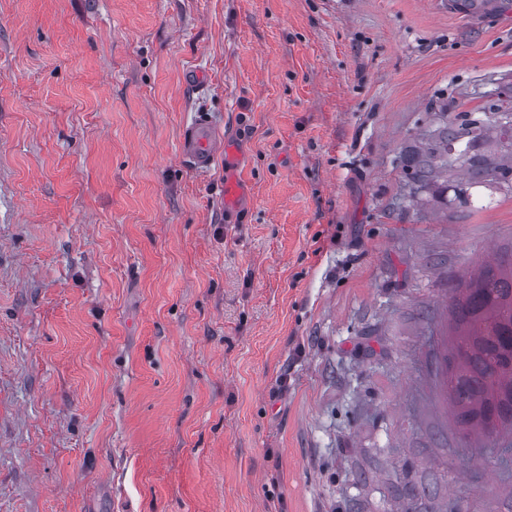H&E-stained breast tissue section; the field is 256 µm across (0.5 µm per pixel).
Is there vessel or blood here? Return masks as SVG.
Listing matches in <instances>:
<instances>
[{
    "mask_svg": "<svg viewBox=\"0 0 512 512\" xmlns=\"http://www.w3.org/2000/svg\"><path fill=\"white\" fill-rule=\"evenodd\" d=\"M181 160L198 172H206L216 157L224 159V219L233 222L247 185L238 174L241 157L220 132L213 116L205 110L193 113L179 139Z\"/></svg>",
    "mask_w": 512,
    "mask_h": 512,
    "instance_id": "b4317fda",
    "label": "vessel or blood"
}]
</instances>
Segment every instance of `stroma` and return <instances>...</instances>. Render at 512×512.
Segmentation results:
<instances>
[{
  "label": "stroma",
  "instance_id": "stroma-1",
  "mask_svg": "<svg viewBox=\"0 0 512 512\" xmlns=\"http://www.w3.org/2000/svg\"><path fill=\"white\" fill-rule=\"evenodd\" d=\"M201 71L202 92L183 77ZM512 0H0V512H512V434L462 443L453 288L512 252L490 117ZM214 114L224 161L179 160ZM506 104L512 105L511 97L506 100L487 102L483 107L474 111H462L458 115L461 122L459 124L452 123L441 129L438 132V141L435 142L433 147H430L416 158L415 166L418 171L423 175L436 174L439 162L440 167L446 165L448 168L447 162L441 160L442 151L448 153V142L459 140L462 137H470L469 143L472 139L482 134L488 125L483 118L476 115L479 112H483L482 114H486V112L501 113ZM224 154V219L231 224L246 194L247 185L238 174L240 154L220 132L213 116L197 110L182 129L179 139L181 160L198 172H206L218 155ZM476 178L489 177L491 180L503 182L511 181L512 183V155L509 156L507 164L498 162H489L485 166L477 168L472 172Z\"/></svg>",
  "mask_w": 512,
  "mask_h": 512
}]
</instances>
